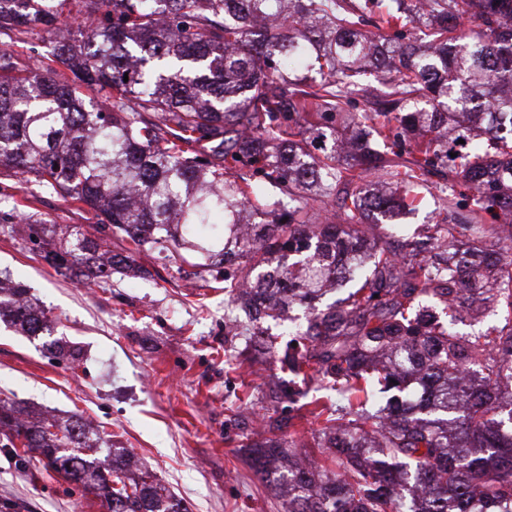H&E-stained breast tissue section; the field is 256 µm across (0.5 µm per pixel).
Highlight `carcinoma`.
Listing matches in <instances>:
<instances>
[{"mask_svg": "<svg viewBox=\"0 0 512 512\" xmlns=\"http://www.w3.org/2000/svg\"><path fill=\"white\" fill-rule=\"evenodd\" d=\"M512 0H0V168L94 213L52 242L25 239L82 286L188 252L218 278L224 316L301 309L282 352L322 376L288 421L320 424L324 463L273 436L251 467L286 512H512ZM371 24L375 31L366 30ZM72 36L37 58L20 28ZM105 93L104 102L81 88ZM464 143H459V140ZM444 172L439 220L366 243L377 215L413 209ZM130 244L112 250L108 239ZM506 315L480 336L423 304ZM0 320L52 334L26 288L0 277ZM257 329L228 363L275 352ZM79 421L34 423L0 399V434L107 500L109 512H187L128 455L73 452Z\"/></svg>", "mask_w": 512, "mask_h": 512, "instance_id": "1", "label": "carcinoma"}]
</instances>
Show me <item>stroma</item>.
<instances>
[{
	"mask_svg": "<svg viewBox=\"0 0 512 512\" xmlns=\"http://www.w3.org/2000/svg\"><path fill=\"white\" fill-rule=\"evenodd\" d=\"M54 224L89 225L88 207L32 191L0 174V201ZM160 277L113 274L83 287L57 273L21 236L0 235V271L28 285L53 322V340L76 358L46 349L44 337L0 322V398L34 419L80 416L109 446L130 451L188 512H284L270 483L248 465L245 445L267 437L273 392L291 385L295 404L318 380L290 377L277 355L229 369L242 337L224 329V292L189 264L143 255ZM253 401H243V392ZM0 512H108L107 505L0 437Z\"/></svg>",
	"mask_w": 512,
	"mask_h": 512,
	"instance_id": "1",
	"label": "stroma"
}]
</instances>
